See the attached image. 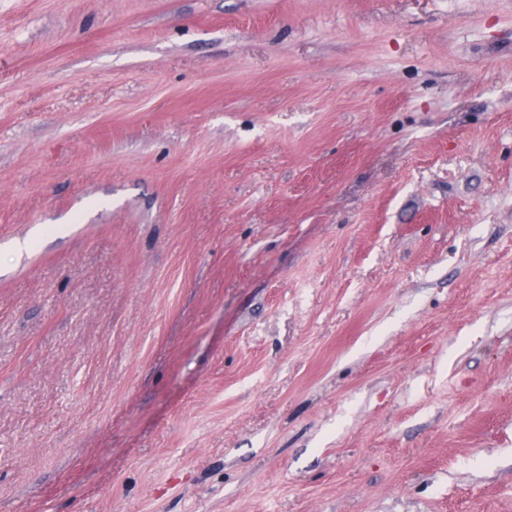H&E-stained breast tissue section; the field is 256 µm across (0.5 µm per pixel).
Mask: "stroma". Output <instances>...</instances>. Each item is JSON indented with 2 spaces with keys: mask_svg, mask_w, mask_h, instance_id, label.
Returning a JSON list of instances; mask_svg holds the SVG:
<instances>
[{
  "mask_svg": "<svg viewBox=\"0 0 512 512\" xmlns=\"http://www.w3.org/2000/svg\"><path fill=\"white\" fill-rule=\"evenodd\" d=\"M0 512H512V0H0Z\"/></svg>",
  "mask_w": 512,
  "mask_h": 512,
  "instance_id": "1",
  "label": "stroma"
}]
</instances>
